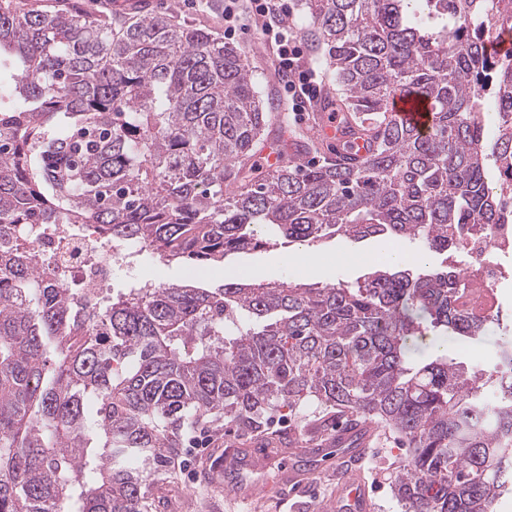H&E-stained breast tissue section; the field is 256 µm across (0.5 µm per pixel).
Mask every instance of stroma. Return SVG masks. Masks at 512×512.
<instances>
[{"instance_id":"stroma-1","label":"stroma","mask_w":512,"mask_h":512,"mask_svg":"<svg viewBox=\"0 0 512 512\" xmlns=\"http://www.w3.org/2000/svg\"><path fill=\"white\" fill-rule=\"evenodd\" d=\"M143 11L163 14L177 22H187L208 29L216 37L224 35L223 0H140ZM248 57L255 73L264 79L265 91L275 105V112L286 115L282 127L289 140L311 139L315 145L301 154L302 163H314L334 155L336 148L329 141L319 138L316 113L313 109L292 112L288 109L285 82L278 70L279 60L261 35L260 23L245 20L233 39ZM376 239L358 243L332 239L316 246L314 253L323 261L324 274L313 273L301 259L303 245L286 248L270 247L248 254L229 257L223 263L195 268L181 263L163 264L152 250L146 249L135 259L132 273L116 270L111 291L124 292L132 284H183L197 278L206 286L223 284L226 271H235L238 279L248 283L293 282L319 283L322 285H352L372 269H390V262L375 251ZM504 313L502 324H489L483 335L474 339L457 336L428 335L411 350L415 363L430 362L440 353L467 364H485L497 351L502 341L512 339V280L502 290ZM201 428L211 435L208 446L193 455L189 462H176L172 472L163 477H150L152 494L161 496L164 512H321L333 500L336 490V466L326 463L315 468L314 458L303 450L281 448L270 467L260 470L224 468V483L245 481L261 486L262 491L252 502L246 503L226 496L222 486L212 485L210 472L223 460L226 449L239 448L250 451L252 438L240 436L225 429L224 422L216 416L202 418ZM405 450L388 431L381 430L370 444V451L363 463L369 481V491L375 502L374 512H400L389 487V477ZM296 466L314 469L309 489L302 494L283 495L278 491V468Z\"/></svg>"}]
</instances>
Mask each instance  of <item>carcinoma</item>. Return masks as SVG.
I'll use <instances>...</instances> for the list:
<instances>
[{
  "instance_id": "obj_1",
  "label": "carcinoma",
  "mask_w": 512,
  "mask_h": 512,
  "mask_svg": "<svg viewBox=\"0 0 512 512\" xmlns=\"http://www.w3.org/2000/svg\"><path fill=\"white\" fill-rule=\"evenodd\" d=\"M301 2L333 70L325 108L375 138L359 164L260 165L271 103L204 29L0 0V512H151L144 473L198 417L265 435L307 405L311 438L345 417L398 434L403 512H496L512 490V398H484L500 370L409 358L430 327L484 330L452 263L354 286L145 282L97 306L13 243L18 224H86L164 263L216 264L334 238L448 252L501 223L512 125L491 138L487 114H512V50L491 48L512 0ZM397 94L429 102L431 133L393 118Z\"/></svg>"
}]
</instances>
